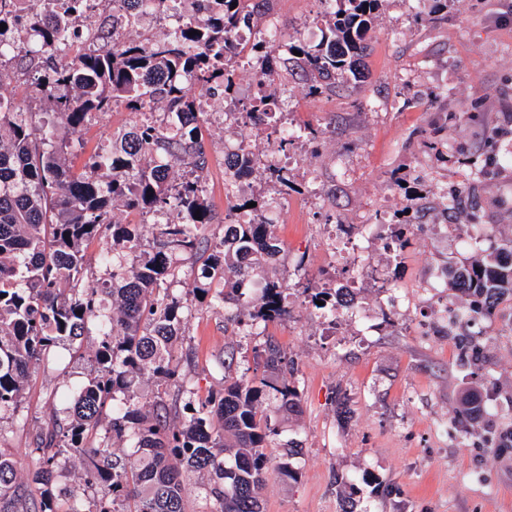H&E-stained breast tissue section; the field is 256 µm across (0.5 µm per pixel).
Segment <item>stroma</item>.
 I'll return each mask as SVG.
<instances>
[{"instance_id":"1","label":"stroma","mask_w":512,"mask_h":512,"mask_svg":"<svg viewBox=\"0 0 512 512\" xmlns=\"http://www.w3.org/2000/svg\"><path fill=\"white\" fill-rule=\"evenodd\" d=\"M326 9L323 0H268L265 16L277 21L281 41L314 45ZM368 42L359 80L340 76L315 94L299 71L284 74L286 124L320 131L291 149L287 188L260 168L231 183L228 147L243 139L263 157L268 140L254 126L221 121L224 100H210L204 185L213 221L197 234L211 243L223 237L232 192L268 201L263 215L281 252L233 299H190L183 343L194 357L179 377L203 399L223 392L226 380L261 376L266 342L293 361L288 381L301 411L277 414L279 434L265 453L273 466L290 460L298 475L270 476L264 512H512V448L495 445L512 427V410L481 420L458 415L464 391L512 396V300L472 325L481 362L467 368L448 325L468 296L424 289L484 249L452 230L438 235L439 225L492 224L497 243L512 242V166L502 161L512 152V0H380ZM140 120L121 104L92 113L82 137L70 138L68 161L84 169ZM433 141L447 143V159L428 150ZM476 162L487 167L476 184L478 209H448L446 193L467 185ZM361 224L375 227L368 274L353 267L351 253L325 243L329 228L352 233ZM398 236L405 244L397 250ZM382 279L396 286L395 298L383 295ZM273 280L286 314L255 326L237 322L261 305ZM350 281L357 284L352 313L318 307L317 293ZM97 342L93 333L57 348L48 368L30 374L21 408L0 413V446L16 453L21 478L37 467L27 446L65 386L92 376Z\"/></svg>"}]
</instances>
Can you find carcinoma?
<instances>
[{"instance_id":"obj_1","label":"carcinoma","mask_w":512,"mask_h":512,"mask_svg":"<svg viewBox=\"0 0 512 512\" xmlns=\"http://www.w3.org/2000/svg\"><path fill=\"white\" fill-rule=\"evenodd\" d=\"M57 2V11L44 15L25 0H0V24L7 25L0 32V67L18 61L28 75L29 95L48 104L35 114L22 102L0 98V412L18 408L30 371L45 364L52 348L82 339L92 324L100 339L93 353L95 375L53 407L52 431L32 436L28 452L39 466L30 481L20 480L13 455L0 448V512H78L71 506L73 495L56 487L75 459L79 479L98 489L86 512H189V472L206 478L201 512H263L269 475L263 449L277 434L269 400H276L277 412L299 410L296 390L283 379L284 355L277 344H266L259 380L236 379L204 400L181 388L169 400L147 402L141 391V380H173L179 362L193 359L190 348L180 361L173 359L184 300L169 292L167 282L174 278L176 256L199 248L190 228L212 223L196 96L229 95V72L243 61L261 88L282 83L281 69L290 62L320 93L338 72L359 74L378 0H333L339 8L330 14L321 41L285 44L280 67L270 61L275 42L263 36L247 50L235 45L240 29L257 15L249 0H205L203 18L178 21L164 39H130L113 43L110 51L83 53L73 46L85 40L78 28L85 0ZM107 4L114 27L135 25L148 5L168 16L178 12L177 0ZM18 27L30 37L25 46L6 39ZM70 88L77 94L70 95ZM280 91L279 97H255L236 116L262 128L286 153L301 135L289 136L280 127L278 109L287 89ZM118 101L132 112H153L161 103L166 119L133 126L120 147L99 150L86 170L75 171L58 129L79 135L89 115L107 112ZM148 154L160 156L149 170L143 164ZM173 163L189 167L190 177L169 182ZM260 165L288 186L287 175L245 147L227 159L237 176ZM116 202L133 214L171 218L154 225L152 245L143 249L137 225L112 222ZM245 207L228 204L224 238L202 271V278L224 284L223 302L280 248L273 225L233 223L235 211ZM108 233L134 262L129 267L107 260L109 279L81 292L85 248ZM451 275V287L472 297L468 318L496 307L512 298V241ZM265 291L259 309L248 313L253 320L284 312L282 290L271 283ZM119 394L123 407L113 409ZM489 409L481 398L467 399L462 415L475 419Z\"/></svg>"}]
</instances>
